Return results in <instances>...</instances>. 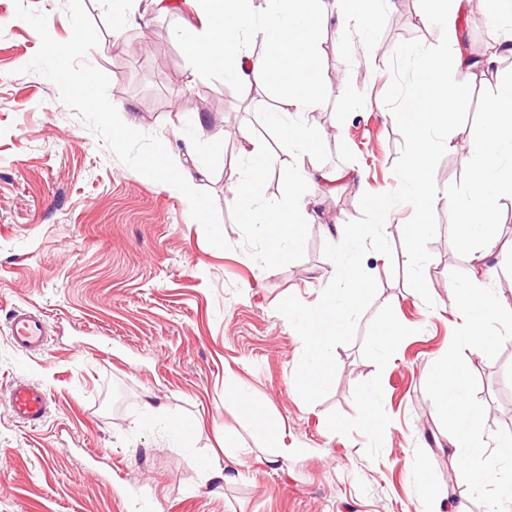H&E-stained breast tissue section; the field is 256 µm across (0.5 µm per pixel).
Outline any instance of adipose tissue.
I'll list each match as a JSON object with an SVG mask.
<instances>
[{
  "instance_id": "ef3b65f1",
  "label": "adipose tissue",
  "mask_w": 512,
  "mask_h": 512,
  "mask_svg": "<svg viewBox=\"0 0 512 512\" xmlns=\"http://www.w3.org/2000/svg\"><path fill=\"white\" fill-rule=\"evenodd\" d=\"M320 0H270L263 18H256L252 0H184L190 18L182 31L183 42L196 69H223L237 83L265 84L285 89L281 111L275 123L287 145V155L300 160L312 152L323 137L303 115L319 109L326 97V87L319 76V45L316 32L320 25ZM261 42L270 54H256L253 45ZM475 61L456 55L448 59L428 52L424 68L430 77L428 90L417 95L411 111L400 119L411 140L408 171L412 196L420 212H428L439 201V192L429 170V156L434 147L433 129L448 126L457 104L469 87L448 81V68H475ZM485 145L473 169L471 198L454 202L457 223L467 234H474L491 224L496 204L503 193L512 194V165L504 164L503 155L512 154V83L500 86L485 106ZM250 165L238 175L230 189L249 224L265 225L275 238L289 235L291 229L315 216L313 200L289 189L285 202L265 213L257 204L263 194L259 184L271 166V157L263 149L252 147Z\"/></svg>"
}]
</instances>
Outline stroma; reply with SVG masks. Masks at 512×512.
Instances as JSON below:
<instances>
[{"label": "stroma", "instance_id": "obj_1", "mask_svg": "<svg viewBox=\"0 0 512 512\" xmlns=\"http://www.w3.org/2000/svg\"><path fill=\"white\" fill-rule=\"evenodd\" d=\"M82 2L100 32L86 60L109 77L111 102L213 195L230 247L211 246L183 194L116 160L52 81L25 72L40 38L16 18L13 0H0V393L27 379L52 400L37 427L0 401V512H414L423 478L441 512L458 500L485 512L459 479L425 383L460 324L452 270L471 272L474 256L494 249L481 282L512 308V196L500 198L491 234L466 248L452 209L436 206L424 268L430 306L406 280L402 229L414 209L390 211L392 256L363 261L377 296L355 340L335 348L332 387L313 404L294 384L302 341L276 310L289 295L319 301L336 272L325 243L360 218L363 193L398 185L403 139L383 101L388 61L401 41L438 42L417 0H388L370 27L341 24L339 0H323L321 113L335 134L298 166L276 164L265 197L280 201L303 168L347 178L322 195L304 184L319 200L317 218L277 241L243 222L229 185L242 167L243 134L281 156V135L266 119L279 90L195 70L176 37L183 12L154 0ZM495 38L485 0H470L450 45L493 64L470 71L456 124L431 133V176L449 200L468 195L472 166L448 140L479 141L484 101L512 81V54H495ZM18 307L45 316V353L12 345L7 321ZM389 323L397 338L387 348L378 336ZM468 367L490 445L496 431L512 429V339ZM369 392L382 420L376 433L361 409ZM242 395L282 422L286 462L274 463L278 444L255 433ZM228 432L235 446L226 450ZM217 464L227 465L228 481L206 480Z\"/></svg>", "mask_w": 512, "mask_h": 512}]
</instances>
